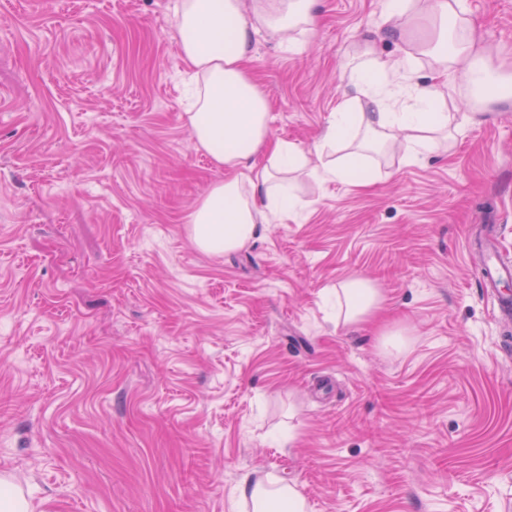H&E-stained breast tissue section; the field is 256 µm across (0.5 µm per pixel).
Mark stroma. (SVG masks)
Listing matches in <instances>:
<instances>
[{
  "label": "stroma",
  "mask_w": 512,
  "mask_h": 512,
  "mask_svg": "<svg viewBox=\"0 0 512 512\" xmlns=\"http://www.w3.org/2000/svg\"><path fill=\"white\" fill-rule=\"evenodd\" d=\"M175 0H0V478L32 512H251L244 476L309 512H512V350L470 242L512 263V99L452 154L303 178V207L213 255L186 217L224 172L194 143ZM512 53V0H466ZM384 0H319L299 51L249 68L272 136L336 117ZM379 325L336 321L352 276ZM236 496L238 503H250L253 512L308 511L306 499L294 483H274L247 475L239 481Z\"/></svg>",
  "instance_id": "obj_1"
}]
</instances>
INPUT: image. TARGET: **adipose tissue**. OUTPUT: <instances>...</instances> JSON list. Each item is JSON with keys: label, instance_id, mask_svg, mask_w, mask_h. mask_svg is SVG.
I'll return each mask as SVG.
<instances>
[{"label": "adipose tissue", "instance_id": "obj_1", "mask_svg": "<svg viewBox=\"0 0 512 512\" xmlns=\"http://www.w3.org/2000/svg\"><path fill=\"white\" fill-rule=\"evenodd\" d=\"M315 5L316 0H177L179 54L194 78L188 122L197 147L224 170L187 217L201 251L241 248L259 225L282 223L294 213L297 203L286 197L293 174L320 183L353 178L365 186L370 178L359 172L364 151L452 153L458 135L478 115L448 112L445 93L407 82V71L420 57H429L435 71L448 76L451 91L467 90L489 101L512 97V73L492 70V50L464 0H386L381 26L408 44L405 56H384L368 44L358 50L346 73L350 92L313 150L272 138L268 100L247 68L254 38L265 31L281 46L299 48L316 23ZM336 148L343 156L329 159ZM383 305L379 289L362 277L336 289V317L345 324L368 322ZM236 496L252 512H307L292 483L247 476Z\"/></svg>", "mask_w": 512, "mask_h": 512}]
</instances>
